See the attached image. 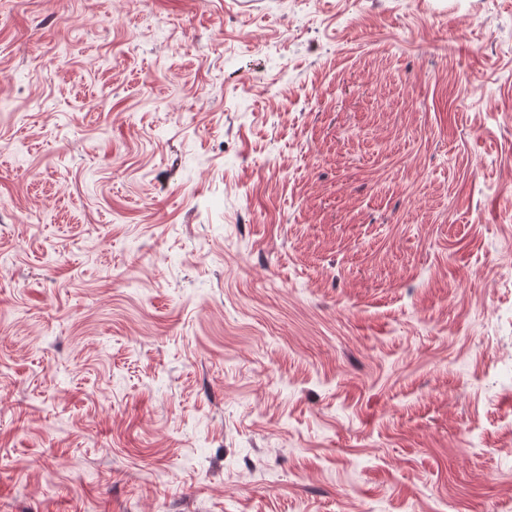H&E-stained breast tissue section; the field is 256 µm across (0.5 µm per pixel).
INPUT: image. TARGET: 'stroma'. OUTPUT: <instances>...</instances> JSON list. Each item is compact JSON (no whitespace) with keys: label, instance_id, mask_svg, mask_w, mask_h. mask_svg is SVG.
<instances>
[{"label":"stroma","instance_id":"35a3bbf8","mask_svg":"<svg viewBox=\"0 0 512 512\" xmlns=\"http://www.w3.org/2000/svg\"><path fill=\"white\" fill-rule=\"evenodd\" d=\"M0 512H512V0H0Z\"/></svg>","mask_w":512,"mask_h":512}]
</instances>
